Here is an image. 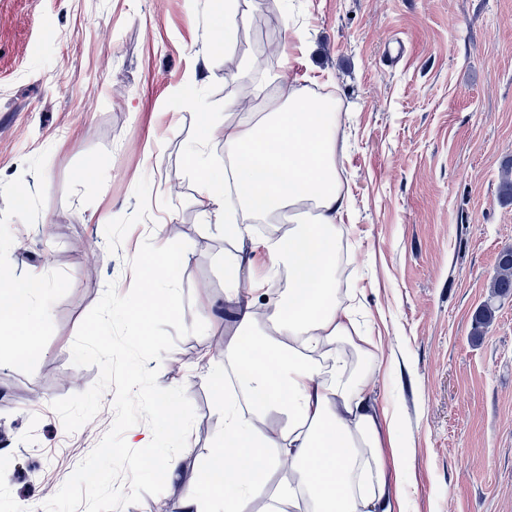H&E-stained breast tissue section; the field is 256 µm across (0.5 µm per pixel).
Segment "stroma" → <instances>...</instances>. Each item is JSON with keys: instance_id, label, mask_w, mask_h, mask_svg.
Segmentation results:
<instances>
[{"instance_id": "35a3bbf8", "label": "stroma", "mask_w": 512, "mask_h": 512, "mask_svg": "<svg viewBox=\"0 0 512 512\" xmlns=\"http://www.w3.org/2000/svg\"><path fill=\"white\" fill-rule=\"evenodd\" d=\"M294 92L338 104L340 289L382 339L402 512H512V298L490 290L512 249V0H0V270L39 276L47 307L35 354L0 353V512L42 507L110 429L113 390L72 433L52 404L97 381L72 343L108 283L130 291L147 239L187 244L183 319L206 331L158 365L195 413L179 474L124 512H180L200 490L224 426L201 356L233 330L224 234L186 150L223 183L225 114Z\"/></svg>"}]
</instances>
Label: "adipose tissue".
Returning a JSON list of instances; mask_svg holds the SVG:
<instances>
[{"mask_svg":"<svg viewBox=\"0 0 512 512\" xmlns=\"http://www.w3.org/2000/svg\"><path fill=\"white\" fill-rule=\"evenodd\" d=\"M338 125L326 103L290 98L272 117L224 120V156L234 191L224 195L199 150L188 162L224 232V302L235 337L210 374L232 372L243 402L224 406L222 444L208 496L181 512H247L257 498L275 512H395L402 449L388 408L348 352L376 365L382 342L360 335L338 296L339 221L347 209L336 164ZM314 205L313 222L259 237L237 213ZM286 287L279 296L271 290ZM40 283L10 280L0 291V350L31 353L42 318L32 300Z\"/></svg>","mask_w":512,"mask_h":512,"instance_id":"adipose-tissue-1","label":"adipose tissue"}]
</instances>
